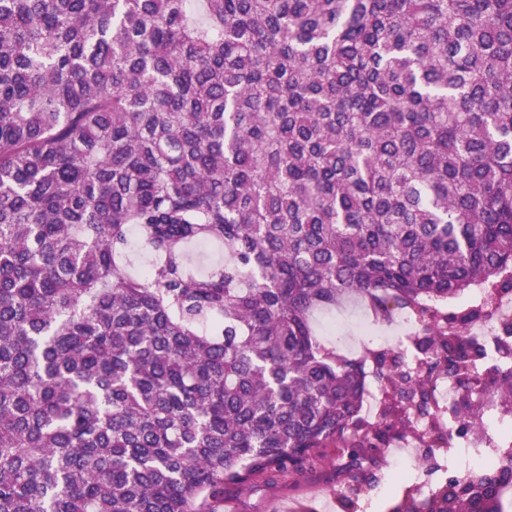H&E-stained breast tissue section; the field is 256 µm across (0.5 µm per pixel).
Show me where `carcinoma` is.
Returning a JSON list of instances; mask_svg holds the SVG:
<instances>
[{
  "label": "carcinoma",
  "mask_w": 512,
  "mask_h": 512,
  "mask_svg": "<svg viewBox=\"0 0 512 512\" xmlns=\"http://www.w3.org/2000/svg\"><path fill=\"white\" fill-rule=\"evenodd\" d=\"M477 289L512 293V0H0V512H210L320 448L350 502L410 418L480 428L439 380L512 415L447 309ZM350 295L415 316L416 362L325 346ZM510 466L395 512H503ZM189 257L191 268L203 272L213 263L224 259V249L217 245L192 246Z\"/></svg>",
  "instance_id": "1"
}]
</instances>
